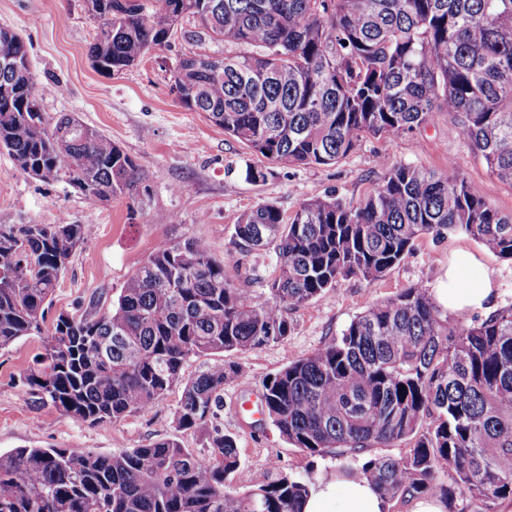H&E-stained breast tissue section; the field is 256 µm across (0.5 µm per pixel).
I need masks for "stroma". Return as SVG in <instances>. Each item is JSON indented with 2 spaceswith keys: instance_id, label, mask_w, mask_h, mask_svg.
Returning <instances> with one entry per match:
<instances>
[{
  "instance_id": "35a3bbf8",
  "label": "stroma",
  "mask_w": 512,
  "mask_h": 512,
  "mask_svg": "<svg viewBox=\"0 0 512 512\" xmlns=\"http://www.w3.org/2000/svg\"><path fill=\"white\" fill-rule=\"evenodd\" d=\"M24 40L31 69L42 87V110L51 118L77 117L109 134L145 176L147 193L108 202L85 196L66 182H44L15 167L0 150V223L89 224L91 235L78 247L52 295L48 319L80 316L115 301L127 279L162 241L195 237L208 243L224 262V274L256 300L267 297L266 284L277 265L273 250L240 252L232 245L239 217L262 201L274 202L284 215L302 203L333 191L356 204L381 175L379 158L438 173L455 168L471 189L504 213L512 212V185L493 177L465 145L454 119L445 112L414 133L397 139L364 137L346 158L330 166L282 168L225 134L204 113L184 108L172 89L173 71L191 52L181 39L150 49L132 67L114 75L98 72L88 54L100 23L86 0H0V27ZM265 177L248 180V170ZM172 215L169 223L158 222ZM460 251L470 252L479 274L490 278L489 308L449 315L450 324L469 325L490 310L512 304V260L500 258L464 234L419 239L410 253L381 279L340 281L321 298L289 310L291 332L281 343L230 353L244 376L224 388V408L215 420L234 436L241 465L234 489L249 487L259 471H284L301 479L329 478L346 465L332 453L311 456L283 440L256 411L262 382L290 362L307 357L342 331L374 303L419 284L428 290L447 281L448 265ZM37 335L0 348V453L15 448H87L117 454L175 436L184 447L201 450L193 432L177 431L174 414L182 388L173 386L149 412L112 423H90L39 404L25 380L43 353Z\"/></svg>"
}]
</instances>
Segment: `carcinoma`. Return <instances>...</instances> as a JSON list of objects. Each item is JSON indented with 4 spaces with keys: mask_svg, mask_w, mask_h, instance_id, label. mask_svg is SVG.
<instances>
[{
    "mask_svg": "<svg viewBox=\"0 0 512 512\" xmlns=\"http://www.w3.org/2000/svg\"><path fill=\"white\" fill-rule=\"evenodd\" d=\"M101 20L89 47L96 69L119 73L180 36L212 53L179 60L173 89L225 134L283 168L333 165L366 135L399 138L436 112L452 115L468 148L512 185V0H86ZM226 44L250 50L214 54ZM42 88L22 38L0 28V149L42 181L65 179L109 201L143 175L112 138L42 112ZM357 206L335 193L289 217L263 201L235 225L241 251L271 248L277 275L257 301L224 277L206 242L159 244L117 301L89 317L58 315L44 330L61 272L87 224L0 223V348L45 335L25 379L39 399L101 423L144 413L181 382L170 437L103 455L77 448L0 454V512H301L310 483L260 472L229 485L240 466L234 437L214 425L224 386L243 367L220 360L184 382L193 357L258 349L288 338L287 311L348 277L373 282L422 235L462 233L512 260L503 214L448 168L438 174L379 161ZM263 411L311 456L330 450L390 502L418 495L512 501V305L452 326L428 289L411 286L370 305L311 355L263 381ZM403 441L399 456L370 449ZM454 473V485L440 473Z\"/></svg>",
    "mask_w": 512,
    "mask_h": 512,
    "instance_id": "obj_1",
    "label": "carcinoma"
}]
</instances>
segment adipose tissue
<instances>
[{"instance_id":"ef3b65f1","label":"adipose tissue","mask_w":512,"mask_h":512,"mask_svg":"<svg viewBox=\"0 0 512 512\" xmlns=\"http://www.w3.org/2000/svg\"><path fill=\"white\" fill-rule=\"evenodd\" d=\"M476 263L469 253L457 254L448 267V283L437 289L436 301L449 312H462L484 306L493 293L487 279L466 285L461 275ZM302 512H390V503L367 480L334 476L315 485L301 506Z\"/></svg>"}]
</instances>
